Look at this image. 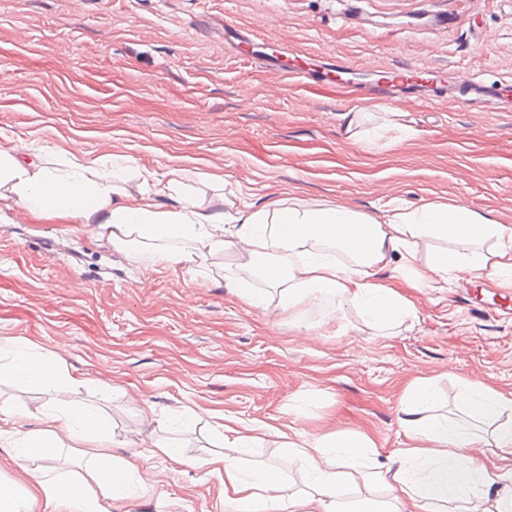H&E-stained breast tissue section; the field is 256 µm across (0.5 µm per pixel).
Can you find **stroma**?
I'll list each match as a JSON object with an SVG mask.
<instances>
[{"label":"stroma","instance_id":"stroma-1","mask_svg":"<svg viewBox=\"0 0 512 512\" xmlns=\"http://www.w3.org/2000/svg\"><path fill=\"white\" fill-rule=\"evenodd\" d=\"M228 22L361 70L429 68L451 85L465 74L512 90V0H0V145L111 152L159 174L216 164L225 190L254 209L296 197L373 213L392 195L512 225V102L359 103L346 86L300 78L273 95L263 64L225 49ZM359 105L415 136L360 141L344 119ZM237 261L163 269L72 225L0 212V337L61 353L81 399L109 420L115 454L167 436L188 459L177 471L146 460L148 492L111 512H232L223 478L201 466L228 418L257 437L244 465L278 467L295 496L309 489L306 469L265 426L363 432L383 462L407 445L399 416L414 378L433 379L435 412L451 419L465 382L512 392V292L480 281L486 306L470 310L461 273L445 289L409 291L415 317L378 336L330 294L288 311L247 306L219 275ZM50 396L0 381L27 428ZM188 407L198 420L183 432Z\"/></svg>","mask_w":512,"mask_h":512}]
</instances>
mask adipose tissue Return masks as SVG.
I'll list each match as a JSON object with an SVG mask.
<instances>
[{
    "label": "adipose tissue",
    "mask_w": 512,
    "mask_h": 512,
    "mask_svg": "<svg viewBox=\"0 0 512 512\" xmlns=\"http://www.w3.org/2000/svg\"><path fill=\"white\" fill-rule=\"evenodd\" d=\"M223 185L220 174L183 164L164 177L121 155L48 149L36 143L0 147V207L46 222L77 224L92 238L119 250L147 247L150 265L189 266L225 250L239 261L225 268L226 286L244 303L287 310L318 296H336L340 305L362 309L380 336L395 335L414 307L404 288H441L449 274L480 272L494 287L512 288V226L499 224L463 203H429L409 209L397 200L378 214L342 203L310 204L291 198L271 211H246L226 195L202 204L188 195L191 184ZM179 197L164 208V197ZM487 251L478 246L486 240ZM476 245L473 253L455 251ZM391 271L390 280L381 272ZM65 361L42 348L0 338V379L31 384L64 381ZM437 400L433 381L416 378L407 390L399 424L411 439L389 464L371 458L369 435L331 433L310 440L283 439L282 446L309 466L311 493L284 498L280 473L262 467L245 474L236 455L247 447L246 427L225 425L223 449L205 460L208 473L224 479V500L233 512H394L407 499L415 512H441L448 501L479 491L495 512H512V466L488 468L470 448L469 421L496 420V447H512V393L465 383L460 400L468 423L435 419L426 410ZM23 414L0 404V436L17 449L0 460V512H110L112 501L146 492L143 454L112 453L109 422L78 400L53 401L39 427L24 430ZM37 463L31 483L18 486L8 469ZM384 487L392 499L354 500L344 490L355 483Z\"/></svg>",
    "instance_id": "obj_1"
}]
</instances>
